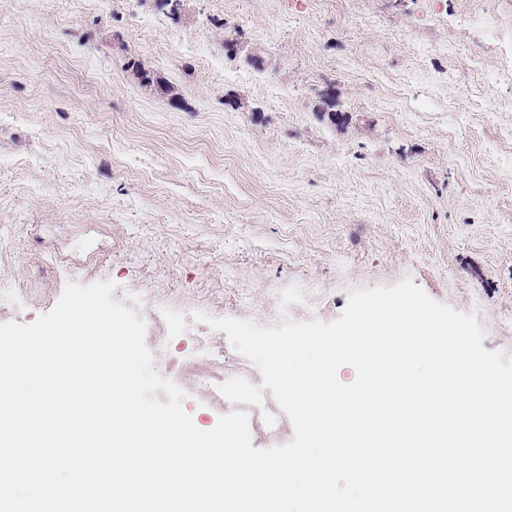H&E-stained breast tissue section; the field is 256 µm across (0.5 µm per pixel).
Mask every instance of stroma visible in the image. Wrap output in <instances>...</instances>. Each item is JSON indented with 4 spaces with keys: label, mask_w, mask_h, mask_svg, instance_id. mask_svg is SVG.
Instances as JSON below:
<instances>
[{
    "label": "stroma",
    "mask_w": 512,
    "mask_h": 512,
    "mask_svg": "<svg viewBox=\"0 0 512 512\" xmlns=\"http://www.w3.org/2000/svg\"><path fill=\"white\" fill-rule=\"evenodd\" d=\"M512 0H0V322L115 282L156 334L411 278L512 355ZM293 284L304 300L281 309ZM172 347L154 367L214 428Z\"/></svg>",
    "instance_id": "1"
}]
</instances>
